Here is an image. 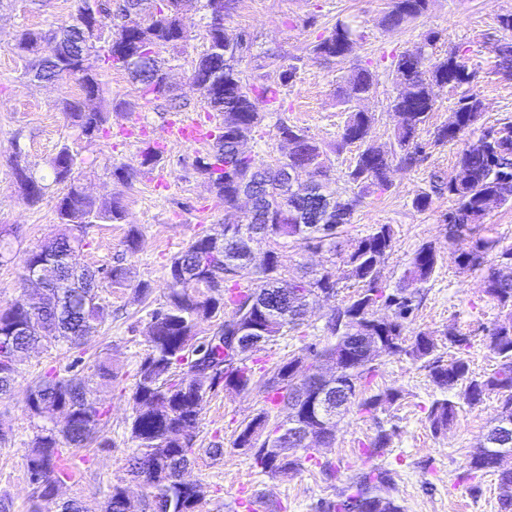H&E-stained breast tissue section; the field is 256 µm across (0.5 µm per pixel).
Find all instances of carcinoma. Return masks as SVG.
Here are the masks:
<instances>
[{
	"mask_svg": "<svg viewBox=\"0 0 512 512\" xmlns=\"http://www.w3.org/2000/svg\"><path fill=\"white\" fill-rule=\"evenodd\" d=\"M430 0H391L383 24L396 28L422 17ZM233 0H205L207 10V47L192 72L204 103L210 112L218 113L222 122L214 135L211 151L196 160L197 170L204 175L215 194L224 200V233H238L242 224H254L272 244L267 251L269 262L244 281L247 268L245 243L236 237L219 242L211 236L192 240L171 260L169 274L180 273L182 281H173L166 301L150 313L156 333L149 337L151 350L141 361L131 394L132 415L128 424L133 444L128 459L130 474L144 482L149 490L150 512H196L199 490L194 483L177 481L180 470L195 460L193 439L180 432L182 423L196 426L207 395L222 386L226 390L258 388L266 394L270 407L261 410L240 429L234 445L253 452L255 463L271 478L287 477L310 464L318 469L325 483L334 485L338 470L329 459H320L307 446L281 445L278 433L285 424L296 420L314 425L304 408L298 407L320 369L336 358H344L342 371L333 380L327 395L334 398L342 390L350 393L348 407L371 413L383 401L394 402L397 390L376 394L366 392L376 372L368 364L362 337L394 336L399 346L384 352L386 356H406L428 369L432 382L444 392L456 388L470 405L485 396H499V416L512 418V246L499 248L500 241L482 237L480 232L488 210L486 197L496 198L497 205H512V121L477 130L483 115V102L476 93L458 101L454 121L434 129L431 138H422L430 113L434 109L435 90L448 86L471 85L476 71L469 69L465 51L452 48L439 57L428 48L435 37L428 36L420 46L403 53L391 63L396 79H405L406 90L397 93L391 108L401 120L393 130L389 151L382 156L366 145V137L374 122L370 112L357 109V101L373 93L376 74L367 66L354 67L347 87L339 91L347 116L336 139V152L354 144L365 148L354 156L346 172L349 188L336 192V179L324 163V149L305 130L277 119L276 128L287 130L301 139L295 156L269 154L242 156L237 139L251 136L263 121L265 113L276 111L279 85L248 81L238 69L246 39L241 33H229L224 18ZM115 35L127 41L130 53L116 56L111 50L100 52L89 41L76 22L56 29L60 34L52 53L45 52L46 32L25 29L17 47L29 56L26 75L29 80L49 83L64 76H76L80 97L62 104L69 123L93 138L105 122L104 114L85 109V100L100 96L99 79L102 60L127 73L142 96L167 98L172 89L164 83L167 67L158 48L176 47L187 38L182 20V0H122L113 14ZM363 34L350 22L338 21L332 30L317 40L311 49L315 57L341 62L351 56ZM495 68L512 76V39L494 43ZM464 141L453 171L448 176L434 173L430 177L431 192L418 194L412 202L423 211L431 203V194H448L455 208L446 216L448 241L457 239L456 232L475 238L469 251L453 253L460 268L475 269L483 265L485 255L497 252V263L488 268L484 292L501 310L500 320L489 331L486 346L498 358L497 366L485 375L470 371L469 361L462 355L444 359L438 353V342L425 332L410 334L408 318L418 309L421 295L433 277L440 256L435 245L426 241L419 245L403 276L393 290L377 282V268L391 255L395 231L390 224H374L368 234L342 244L340 238L364 199L375 192L388 191L391 182L386 171L393 164L405 169L418 166L426 149L448 142ZM294 162L305 168L308 179L284 187L276 169ZM53 182L63 186L56 211L61 232L51 242L29 251L21 264V279L28 270L43 264L48 282L42 292L24 295L5 309H0V395L14 388L22 354L31 346L65 344L70 348L102 325L106 319L100 297L82 282L66 287L60 256L75 261L79 248L87 245V229L93 224H112L124 219V208L114 200L103 208L86 195L74 177L78 153L63 144L49 162ZM14 174L23 198L39 202L46 185L33 173ZM245 184L255 197L254 215L240 219L234 212V195ZM315 246L339 259L332 282L315 285L316 275L292 276L284 265L283 252L289 245ZM351 281L353 295L341 301L325 321L326 342L310 345L307 354L291 358L273 369L256 375L248 364L250 354L284 334L298 331L304 325L300 309L316 302L315 289H329L338 294L341 284ZM232 308L230 321L215 325L212 334L200 336L201 325ZM390 315L375 318L380 308ZM238 327L246 340L237 355L227 351L224 336L229 323ZM258 336L261 345L250 343ZM26 406L32 418H52L60 409L69 410L73 420L57 428L37 427L26 459V470L32 485V497L40 503L53 500L48 483L66 475L59 461L65 448H86L96 442L105 412L93 397L88 381L76 374H63L50 369L34 379L26 390ZM457 402L444 396L433 400L426 420L433 434L454 424ZM391 434L380 429L366 445L364 454L372 465L349 479L335 497L323 499L317 512H404L396 496L393 470L374 459L384 456ZM473 472L490 473L497 478L498 499L502 512H512V473L498 472L492 454L477 448L470 460ZM101 512H130L123 489L112 487Z\"/></svg>",
	"mask_w": 512,
	"mask_h": 512,
	"instance_id": "cac0c4a2",
	"label": "carcinoma"
}]
</instances>
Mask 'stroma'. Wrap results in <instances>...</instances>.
<instances>
[{
  "label": "stroma",
  "mask_w": 512,
  "mask_h": 512,
  "mask_svg": "<svg viewBox=\"0 0 512 512\" xmlns=\"http://www.w3.org/2000/svg\"><path fill=\"white\" fill-rule=\"evenodd\" d=\"M388 3L235 0L226 25L230 31L246 33L251 41L239 63L244 75L253 78L265 74L271 55L298 67L293 83L281 88L278 114L267 116L255 128L248 150L262 156L286 154L276 121L287 119L328 146L327 164L336 177L337 190H344V175L356 151L350 148L338 154L330 149L345 119L338 89L345 87L353 66L367 65L375 71L376 90L360 108L375 116L368 144L389 147L396 124L390 102L398 92L390 59L413 49L429 35L437 38V54L455 47L465 49L470 68L477 72L474 86L437 91L430 127L447 123L459 99L473 91L483 101L484 124L512 121V77L498 73L491 52L493 44L504 36L498 18L512 12V0H430L424 16L396 29L382 24ZM77 7L78 0H0V241L9 248L6 257L0 259V308L8 307L24 292L18 273L25 254L60 229L58 186H49L40 202L29 204L17 187L14 167L21 164L36 177H49V161L64 144L80 153L76 175L86 193L103 206L121 201L126 210L124 220L89 229L87 244L78 252L77 260L93 270L122 266L126 281L100 288L108 316L80 347L52 345L23 356L13 392L0 396V427L9 432L8 441L0 442V500L10 502V512H32L25 462L35 422L26 413V388L41 373L70 367L93 381L94 396L105 409L106 418L102 446L65 449L63 464L69 475L58 485V500L78 498L99 505L112 486L119 485L126 489L137 512H149L147 488L131 481L126 469L132 448L127 430L132 414L130 395L139 364L150 349L149 313L164 303L169 293L172 257L197 237L221 235L224 222L223 200L194 165L196 157L206 155L208 145L174 144L165 137L172 122L195 120L212 131L221 123L220 116L207 110L191 82L192 68L206 47L207 18L204 0H186L187 41L175 50H159L161 56L175 60L170 80L175 95L187 102V109L178 112L163 101L142 97L123 71L111 69L101 77L106 133L88 140L68 125L60 110L62 101L77 95V80L67 77L51 84L29 81L26 59L16 48L19 31L56 29L72 22ZM344 19L358 25L363 33L352 56L341 63L315 58L311 45ZM149 144L160 150V161L144 171L134 185L118 181L113 175L115 168L139 167L141 152ZM460 147L457 141L438 146L428 150L417 167L394 168L390 190L367 198L348 226L347 236H364L375 224L393 225L395 246L384 266V283L390 288L398 283L419 245L435 243L441 260L414 312L411 327L435 336L449 325L460 328L470 338L465 350L470 368L482 375L497 364L486 339L500 310L483 291L484 271L463 270L451 260L453 253L470 249L473 239L466 236L448 241L444 219L452 202L447 196L432 194L429 208L423 211L412 206L417 194L429 192L431 174L452 171ZM132 227L140 233L139 248L133 254L124 244ZM141 282L151 288L148 298H140L134 291ZM335 305L331 299L311 306L303 332L288 333L265 345L252 354L250 365L260 373L297 356L308 344L323 342L322 328ZM102 364L112 366L115 372L112 383L103 386L96 382ZM370 388H398L403 397L370 414L355 409L347 412L335 443L320 451L339 469L332 489L311 466L283 479L258 474L250 452L236 448L234 441L241 424L266 408L264 393L256 389L214 391L196 426V460L187 472L188 479L201 486L200 512H247L238 503L243 487L249 496L269 504L271 512H315L320 499L333 496L335 489L344 488L351 476L367 468L364 448L380 427L393 433L384 462L394 473L397 495L406 512H499L495 476L469 469L472 453L498 414L496 395L486 396L474 406L461 404L454 424L435 435L426 422V411L442 392L420 363L403 356L382 358ZM214 441L223 444V455L209 454Z\"/></svg>",
  "instance_id": "obj_1"
}]
</instances>
